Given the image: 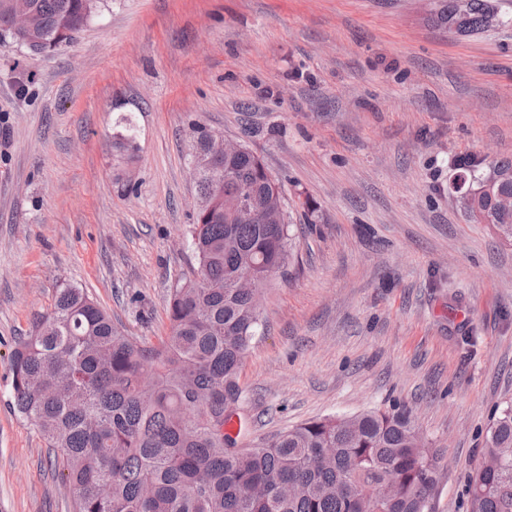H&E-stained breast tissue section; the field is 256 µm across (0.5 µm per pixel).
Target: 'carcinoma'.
Instances as JSON below:
<instances>
[{
  "mask_svg": "<svg viewBox=\"0 0 512 512\" xmlns=\"http://www.w3.org/2000/svg\"><path fill=\"white\" fill-rule=\"evenodd\" d=\"M13 0H0V44ZM100 0H27L32 39L71 43ZM512 25L498 0H433L427 20L458 36ZM116 148L133 156L130 126ZM450 190L466 220L512 242V158L465 153ZM189 236L202 279L173 288L167 336L128 335L82 288L53 307L13 351L14 409L33 422L75 493L74 512H431L439 449L415 437L403 404L309 421L261 448L238 450L226 426L241 397L239 370L260 325L252 296L288 268L292 238L277 181L250 150L196 184ZM269 213L253 224L227 203ZM488 467L469 482V512H512V404L486 435Z\"/></svg>",
  "mask_w": 512,
  "mask_h": 512,
  "instance_id": "1",
  "label": "carcinoma"
}]
</instances>
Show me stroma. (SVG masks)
Here are the masks:
<instances>
[{
    "label": "stroma",
    "mask_w": 512,
    "mask_h": 512,
    "mask_svg": "<svg viewBox=\"0 0 512 512\" xmlns=\"http://www.w3.org/2000/svg\"><path fill=\"white\" fill-rule=\"evenodd\" d=\"M138 149L112 146L126 125ZM246 146L292 222L239 373L244 448L401 402L467 512L512 403V244L468 223L457 155L512 157V25L460 37L417 0H103L73 43L0 46V512H73L10 356L74 286L148 344L197 260L190 137Z\"/></svg>",
    "instance_id": "stroma-1"
}]
</instances>
